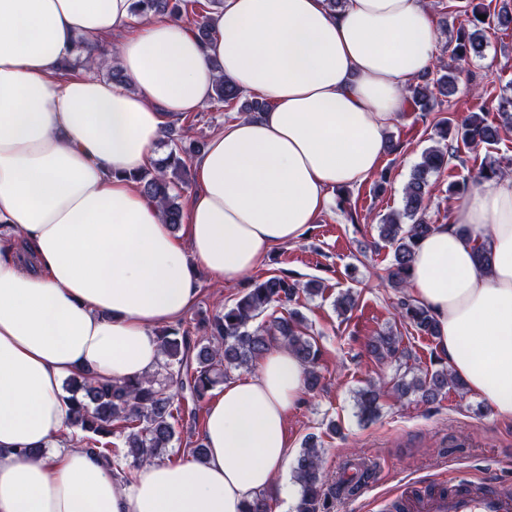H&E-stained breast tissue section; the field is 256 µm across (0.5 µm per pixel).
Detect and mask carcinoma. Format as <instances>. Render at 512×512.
Segmentation results:
<instances>
[{
    "label": "carcinoma",
    "instance_id": "obj_1",
    "mask_svg": "<svg viewBox=\"0 0 512 512\" xmlns=\"http://www.w3.org/2000/svg\"><path fill=\"white\" fill-rule=\"evenodd\" d=\"M182 5L184 0H133L132 14L178 20L183 14ZM482 14L483 10L472 7L467 25L457 30L452 58L484 55L483 29L488 20L479 19ZM455 88V68L441 61L435 71L418 77V81L409 86L408 100L413 111L432 112L442 104L438 96L449 97ZM241 95L240 89L221 76L215 84L212 100L230 107ZM498 118L499 123L494 125L484 114L473 112L456 127L451 120L441 119L435 124V132L443 141L451 139L464 145L495 144L500 140L501 130L512 129V97L501 98ZM201 148L198 143L188 147L176 144L166 156L153 163L152 168L134 176L144 194L161 208L166 223L174 228L183 221L178 202L183 174L190 158ZM458 151L459 146L451 144L445 150L439 147L426 150L404 188L402 209L381 219L379 235L393 248L390 282L395 288L407 287L415 247L435 228L426 219L432 188L430 176L448 166ZM510 172L511 159L504 162L493 158L481 164L475 179L491 180ZM301 289L317 294L322 291V285L317 280L302 285L288 276H270L255 282L233 303L201 319L198 327L204 330V336L198 339L180 323L159 330L162 360L150 374L122 383L101 382L88 374L70 379L64 400L69 424L78 429V443L111 464L117 477L131 480L128 458L150 459L160 449L169 447L176 436L175 424L195 421L199 403L216 384L229 379L232 370L260 359L277 343L287 347L306 366L304 389L315 390L320 381L315 369L319 350L301 330L302 315L287 308ZM272 305L287 309V315L273 318L261 331L250 330L251 323ZM399 308L404 321L427 335H438L432 314L411 297L402 296ZM399 342L397 336H381L374 344V351L381 358L394 356ZM450 388L462 389L464 383L445 368L422 376L416 374L397 384L401 394L419 392L427 402L436 400ZM357 408L361 420L376 418L380 410V390L374 385L362 390L358 394ZM116 438L122 440L123 445L114 442ZM295 479L301 488L296 512H318L324 482L322 456L316 443H305L295 467Z\"/></svg>",
    "mask_w": 512,
    "mask_h": 512
}]
</instances>
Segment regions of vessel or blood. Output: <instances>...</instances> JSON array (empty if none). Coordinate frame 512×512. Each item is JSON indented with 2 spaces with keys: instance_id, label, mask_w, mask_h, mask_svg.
I'll list each match as a JSON object with an SVG mask.
<instances>
[{
  "instance_id": "1",
  "label": "vessel or blood",
  "mask_w": 512,
  "mask_h": 512,
  "mask_svg": "<svg viewBox=\"0 0 512 512\" xmlns=\"http://www.w3.org/2000/svg\"><path fill=\"white\" fill-rule=\"evenodd\" d=\"M409 512H512V492L459 478L446 490L424 496L405 494Z\"/></svg>"
}]
</instances>
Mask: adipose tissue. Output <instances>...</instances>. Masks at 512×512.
Wrapping results in <instances>:
<instances>
[{
    "instance_id": "ef3b65f1",
    "label": "adipose tissue",
    "mask_w": 512,
    "mask_h": 512,
    "mask_svg": "<svg viewBox=\"0 0 512 512\" xmlns=\"http://www.w3.org/2000/svg\"><path fill=\"white\" fill-rule=\"evenodd\" d=\"M207 16L202 40L176 19L134 22L132 0H0V512H243L287 467L305 375L289 350L210 402L203 462L146 463L127 483L68 444L63 384L156 370L155 330L192 307L199 272L239 281L297 242L331 190L374 173L437 36L423 0H222ZM82 38L125 84L58 78ZM220 74L268 107L195 161L179 238L134 176ZM408 288L453 375L511 419L512 175L476 185L418 243Z\"/></svg>"
}]
</instances>
